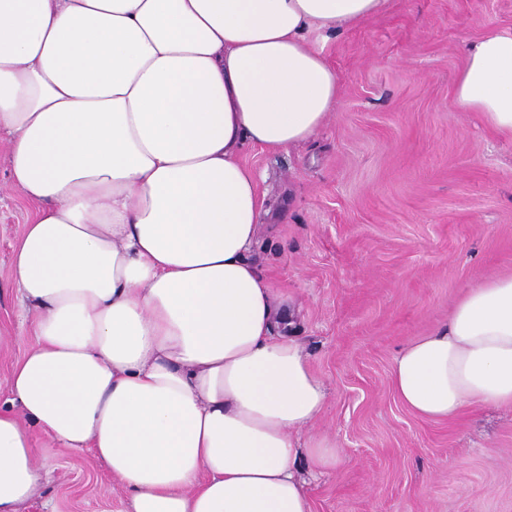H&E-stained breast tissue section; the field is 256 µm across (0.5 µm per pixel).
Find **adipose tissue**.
<instances>
[{
  "label": "adipose tissue",
  "instance_id": "1",
  "mask_svg": "<svg viewBox=\"0 0 512 512\" xmlns=\"http://www.w3.org/2000/svg\"><path fill=\"white\" fill-rule=\"evenodd\" d=\"M385 0H0L9 188L35 206L12 278L34 344L5 381L0 512L47 473L37 437L92 449L124 512H313L302 438L327 388L249 259L262 201L240 161L308 140L341 78L309 34ZM454 102L512 140V30L469 45ZM428 421L512 406V276L467 289L395 357Z\"/></svg>",
  "mask_w": 512,
  "mask_h": 512
}]
</instances>
